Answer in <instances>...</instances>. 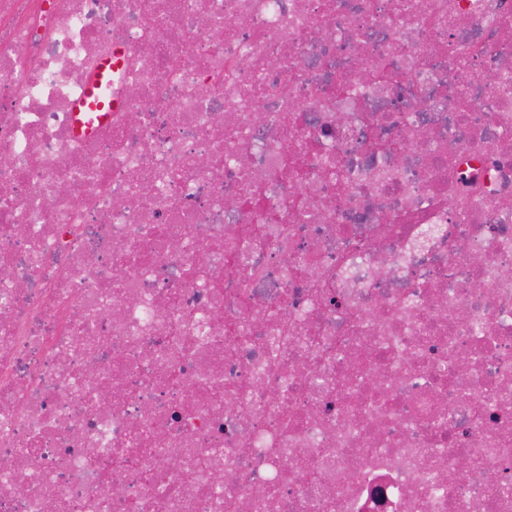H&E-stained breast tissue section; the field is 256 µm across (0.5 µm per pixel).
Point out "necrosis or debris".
I'll return each instance as SVG.
<instances>
[{
	"mask_svg": "<svg viewBox=\"0 0 512 512\" xmlns=\"http://www.w3.org/2000/svg\"><path fill=\"white\" fill-rule=\"evenodd\" d=\"M0 512H512V0H0Z\"/></svg>",
	"mask_w": 512,
	"mask_h": 512,
	"instance_id": "1",
	"label": "necrosis or debris"
}]
</instances>
